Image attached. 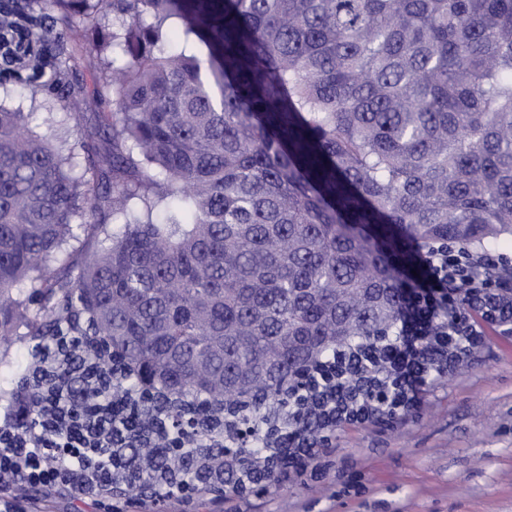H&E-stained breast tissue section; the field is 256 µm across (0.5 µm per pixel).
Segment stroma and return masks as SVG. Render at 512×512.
<instances>
[{
	"instance_id": "35a3bbf8",
	"label": "stroma",
	"mask_w": 512,
	"mask_h": 512,
	"mask_svg": "<svg viewBox=\"0 0 512 512\" xmlns=\"http://www.w3.org/2000/svg\"><path fill=\"white\" fill-rule=\"evenodd\" d=\"M424 385L401 424L337 430L330 457L277 494L200 499L172 512H512V337Z\"/></svg>"
}]
</instances>
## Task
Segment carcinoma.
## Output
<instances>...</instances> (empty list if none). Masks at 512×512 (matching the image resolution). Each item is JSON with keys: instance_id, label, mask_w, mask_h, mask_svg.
I'll return each instance as SVG.
<instances>
[{"instance_id": "carcinoma-1", "label": "carcinoma", "mask_w": 512, "mask_h": 512, "mask_svg": "<svg viewBox=\"0 0 512 512\" xmlns=\"http://www.w3.org/2000/svg\"><path fill=\"white\" fill-rule=\"evenodd\" d=\"M7 87L46 118L0 104V355L81 339L58 407L123 420L131 492L275 493L512 336L466 284L403 328L414 246L512 240V0H0Z\"/></svg>"}]
</instances>
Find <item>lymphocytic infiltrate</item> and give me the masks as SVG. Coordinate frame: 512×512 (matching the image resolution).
Masks as SVG:
<instances>
[{
    "label": "lymphocytic infiltrate",
    "mask_w": 512,
    "mask_h": 512,
    "mask_svg": "<svg viewBox=\"0 0 512 512\" xmlns=\"http://www.w3.org/2000/svg\"><path fill=\"white\" fill-rule=\"evenodd\" d=\"M413 260L420 276L404 307L411 336L422 320L448 312L459 283L484 288L488 285L486 272L512 269V260L504 255H474L462 247H419ZM51 368L47 359L29 370L27 387L17 393L10 407L0 409V485H52L78 501L89 499L101 507L118 498L125 512H140L141 502L126 498L123 482L125 475H136L140 466L113 447L111 418L68 419L50 404L43 427L20 429L30 405L53 388L48 378Z\"/></svg>",
    "instance_id": "obj_1"
}]
</instances>
